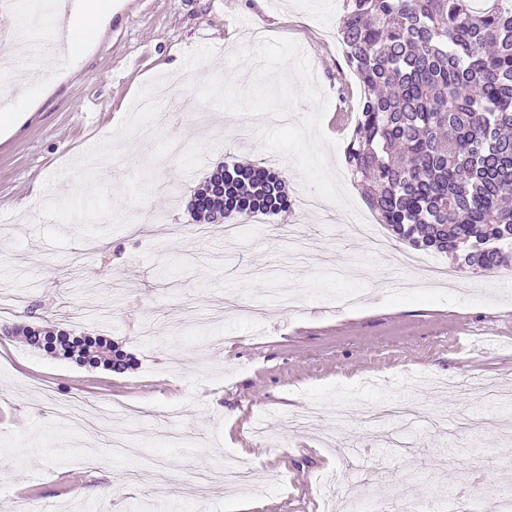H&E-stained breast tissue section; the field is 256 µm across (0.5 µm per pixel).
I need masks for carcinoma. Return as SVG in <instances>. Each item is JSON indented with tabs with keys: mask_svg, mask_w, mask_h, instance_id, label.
Listing matches in <instances>:
<instances>
[{
	"mask_svg": "<svg viewBox=\"0 0 512 512\" xmlns=\"http://www.w3.org/2000/svg\"><path fill=\"white\" fill-rule=\"evenodd\" d=\"M344 0L339 35L361 89L344 160L363 197L398 239L474 271L512 250V0ZM195 197L218 223L290 208L283 180L264 167L224 168ZM29 345L120 371L127 356L102 335L23 330Z\"/></svg>",
	"mask_w": 512,
	"mask_h": 512,
	"instance_id": "obj_1",
	"label": "carcinoma"
}]
</instances>
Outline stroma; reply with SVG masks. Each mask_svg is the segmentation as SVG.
Returning <instances> with one entry per match:
<instances>
[{
  "label": "stroma",
  "mask_w": 512,
  "mask_h": 512,
  "mask_svg": "<svg viewBox=\"0 0 512 512\" xmlns=\"http://www.w3.org/2000/svg\"><path fill=\"white\" fill-rule=\"evenodd\" d=\"M343 11V0H125L79 58L31 83L29 118L0 137V291L24 293L0 314V512H18L28 486L58 512H226L240 496L259 512H322L324 471L356 473L352 494L367 510L383 497L448 512L462 491L480 512L512 484V407L460 403L440 387L477 376L512 386V265L475 272L428 251L485 292L443 284L400 295L393 282L413 272L349 235L371 214L344 164L360 88L338 35ZM257 28L309 59L344 201L256 215L232 240L215 224L203 239L189 203L218 167H269L293 201L308 192L301 174L242 136L261 128L257 116L212 106L184 114L175 132L185 152L169 159L160 117L138 106L160 87L195 96L213 76L246 90L254 63L230 60ZM174 61L179 70L164 71ZM112 134L131 145L122 167L105 157L72 166ZM289 289L299 305L279 309ZM345 291L362 304L334 309ZM228 295L266 317L182 323L183 307ZM20 325L108 335L133 364L107 374L51 358ZM396 401L430 416L392 425L388 441L363 415ZM314 404L325 413L310 428L289 427ZM339 404L351 407L340 422L330 413ZM173 427L182 446L163 439ZM228 456L255 463L253 486L189 497L194 474Z\"/></svg>",
  "instance_id": "1"
}]
</instances>
